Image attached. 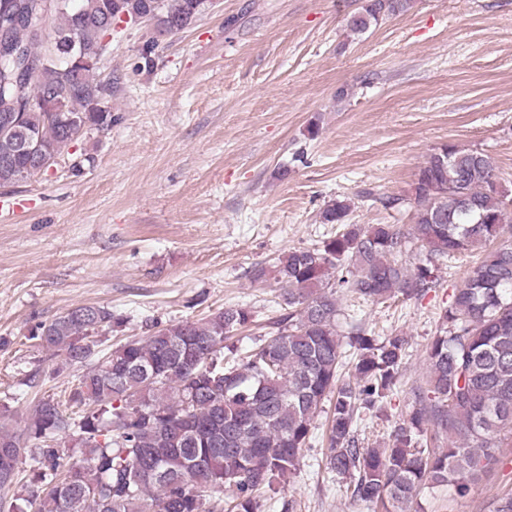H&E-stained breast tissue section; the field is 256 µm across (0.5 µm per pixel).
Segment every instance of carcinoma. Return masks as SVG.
<instances>
[{
  "instance_id": "1",
  "label": "carcinoma",
  "mask_w": 512,
  "mask_h": 512,
  "mask_svg": "<svg viewBox=\"0 0 512 512\" xmlns=\"http://www.w3.org/2000/svg\"><path fill=\"white\" fill-rule=\"evenodd\" d=\"M412 0H364L349 31L362 35L408 11ZM208 0H0V187L41 172L16 147L26 138L59 157L92 130L112 127V79L95 60L111 53L112 23L146 17L160 35L186 29ZM490 157L443 145L415 174L414 224H349L350 203L322 212L334 236L294 248L253 278L285 288L283 313L244 354L230 344L254 321L248 307L156 330L92 363L97 337L118 322L85 304L41 323V345L86 370L65 400H39L20 433L0 431V492L27 464L32 484L13 512H261L286 484L330 402L326 468L373 512H412L426 488L467 492L512 445V243L489 250L455 290L427 348L426 394L384 448H363L356 427L396 387L401 335L381 338L360 322L338 329L339 294L369 304L424 295L439 262L495 242L509 217ZM424 258L409 267L413 246ZM350 353L352 373L339 370ZM65 434L70 444L57 442Z\"/></svg>"
}]
</instances>
